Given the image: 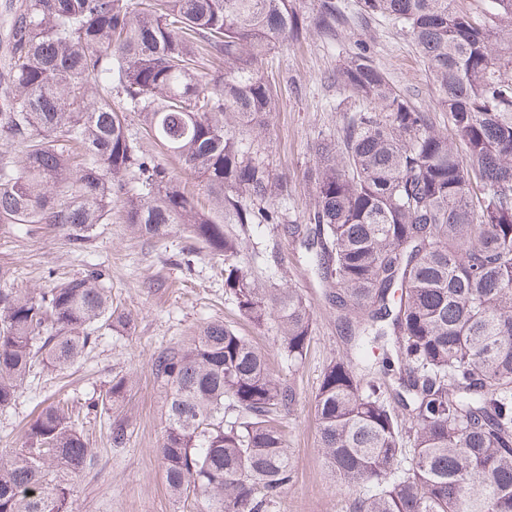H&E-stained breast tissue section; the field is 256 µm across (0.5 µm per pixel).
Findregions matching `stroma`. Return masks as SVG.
Returning <instances> with one entry per match:
<instances>
[{"label":"stroma","mask_w":512,"mask_h":512,"mask_svg":"<svg viewBox=\"0 0 512 512\" xmlns=\"http://www.w3.org/2000/svg\"><path fill=\"white\" fill-rule=\"evenodd\" d=\"M360 47L401 93L421 109L435 112L438 127L448 125L445 113L436 109L437 93L418 51L405 32L387 22L347 25L332 46L313 27L306 38L281 46L272 72L282 95L265 139L273 168L288 177L287 218L293 223H303L313 200L304 173L314 163L318 136L335 131L354 106L349 92L327 75ZM189 245L178 227L159 240L133 234L117 205L111 223L97 225L94 237L79 245L44 224L31 225L26 233L0 224V267L11 271L5 287L47 288L57 278L82 274L97 264L111 280L113 300L131 318L127 332H106L73 366L44 372L15 405L0 410V452L20 447L24 429L38 410L62 396L81 409L80 423L92 452L90 464L71 481L74 512H201L194 500L172 498L162 479L158 448L165 407L151 359L163 348L191 342L201 324L218 319L270 352L273 373L290 377L297 389L296 406L284 420L295 481L280 512H349L352 493L324 462L313 404L325 366L345 353L347 344L335 309L307 275L300 249L271 225L256 224L240 254L241 262L262 278L266 270L257 254L275 252L281 263L278 284L297 289L312 306L313 339L305 360L292 372L275 354L274 332L254 329L240 319L225 297L223 260L189 253ZM118 374L135 381L128 401L114 410L130 420L129 439L119 447L111 444L105 419L84 412Z\"/></svg>","instance_id":"35a3bbf8"}]
</instances>
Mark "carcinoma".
Here are the masks:
<instances>
[{
  "instance_id": "1",
  "label": "carcinoma",
  "mask_w": 512,
  "mask_h": 512,
  "mask_svg": "<svg viewBox=\"0 0 512 512\" xmlns=\"http://www.w3.org/2000/svg\"><path fill=\"white\" fill-rule=\"evenodd\" d=\"M314 2L330 44L370 19L408 34L448 129L371 56L351 55L334 76L359 108L318 138L305 173L312 207L286 226L288 177L262 134L279 108L271 54L308 28L296 0H4L0 143L23 156L0 155V224H48L83 243L118 201L140 237L182 225L191 250L224 258V294L275 332L291 371L308 353L313 310L239 261L250 226L284 227L352 343L313 399L330 471L363 489L350 512H512V80L501 73L512 57L495 48L512 36V0H484L483 20L455 0ZM105 279L91 267L50 288H0L1 410L101 331L128 325ZM377 341L390 346L381 361L367 354ZM268 361L219 320L155 355L171 495L202 499L204 512H275L294 481L281 419L297 392ZM129 391L116 375L91 404L116 445L129 422L112 409ZM90 459L69 403L44 407L24 445L0 456V512H73L57 477Z\"/></svg>"
}]
</instances>
